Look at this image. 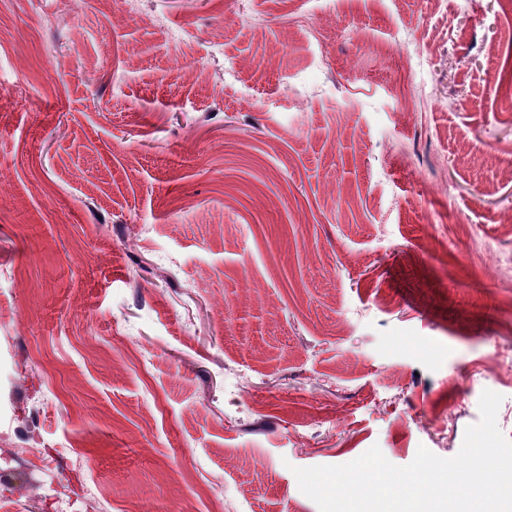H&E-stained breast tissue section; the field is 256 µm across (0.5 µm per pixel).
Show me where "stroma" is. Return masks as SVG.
<instances>
[{
	"label": "stroma",
	"mask_w": 512,
	"mask_h": 512,
	"mask_svg": "<svg viewBox=\"0 0 512 512\" xmlns=\"http://www.w3.org/2000/svg\"><path fill=\"white\" fill-rule=\"evenodd\" d=\"M0 21V512H319L486 390L512 440V0Z\"/></svg>",
	"instance_id": "35a3bbf8"
}]
</instances>
